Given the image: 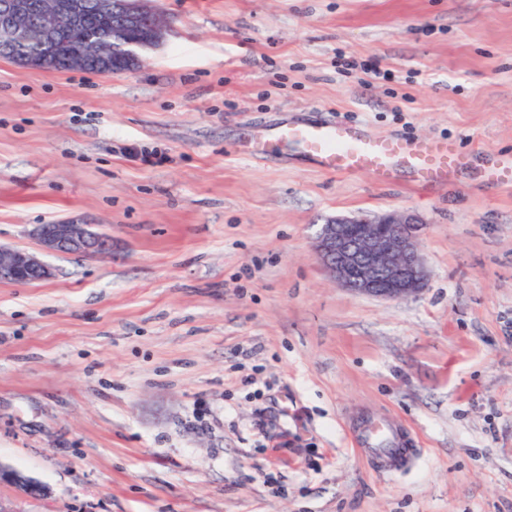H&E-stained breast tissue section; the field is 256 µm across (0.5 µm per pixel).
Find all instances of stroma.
<instances>
[{
	"instance_id": "stroma-1",
	"label": "stroma",
	"mask_w": 512,
	"mask_h": 512,
	"mask_svg": "<svg viewBox=\"0 0 512 512\" xmlns=\"http://www.w3.org/2000/svg\"><path fill=\"white\" fill-rule=\"evenodd\" d=\"M149 5L169 28L132 70L0 58V243L112 237L0 283V465L48 489L0 483V512H512V186L246 150L341 120L512 154V0ZM390 212L421 225L424 289L347 291L321 224ZM375 416L413 466L352 447ZM31 234L39 242L40 253L0 244V282L33 284L52 279L55 269L44 255L98 256L112 251L111 235L97 230L95 224L74 220L37 224Z\"/></svg>"
}]
</instances>
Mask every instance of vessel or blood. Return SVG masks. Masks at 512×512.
I'll list each match as a JSON object with an SVG mask.
<instances>
[{
    "label": "vessel or blood",
    "mask_w": 512,
    "mask_h": 512,
    "mask_svg": "<svg viewBox=\"0 0 512 512\" xmlns=\"http://www.w3.org/2000/svg\"><path fill=\"white\" fill-rule=\"evenodd\" d=\"M291 148L298 149L325 172L366 171L380 183L406 172L416 183L444 186L459 172L469 170L488 182L512 184V157L465 155L447 140L371 134L341 122L282 125L256 146L257 152L276 154ZM356 443L383 471L399 469L419 456L409 438L385 419L370 421L357 434Z\"/></svg>",
    "instance_id": "b4317fda"
}]
</instances>
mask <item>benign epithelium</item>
<instances>
[{
    "mask_svg": "<svg viewBox=\"0 0 512 512\" xmlns=\"http://www.w3.org/2000/svg\"><path fill=\"white\" fill-rule=\"evenodd\" d=\"M93 10L98 17L122 20L125 31L138 35L123 46L126 69L141 62L140 51L156 46L167 30L155 13L139 5V0H96ZM86 0H0V45L19 48L37 31L41 50L20 51L15 61L40 68H51L61 59L72 69L95 66L100 74H111L112 48L84 38L63 40L66 29L80 30L87 21ZM420 224L410 215L395 214L367 219L338 218L321 225L317 237L319 259L337 281L355 293L384 299H399L421 291L426 271L417 246ZM31 234L41 252L34 253L0 244V282L33 284L55 276L46 262L48 254L98 256L112 251V236L94 224L63 221L38 224ZM0 482L20 492L46 489L34 478L0 466Z\"/></svg>",
    "mask_w": 512,
    "mask_h": 512,
    "instance_id": "1",
    "label": "benign epithelium"
}]
</instances>
